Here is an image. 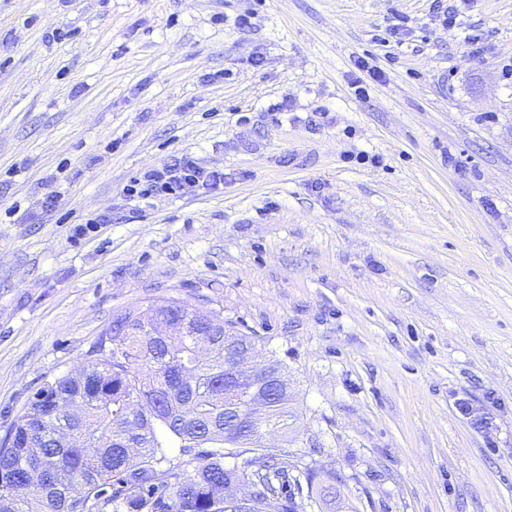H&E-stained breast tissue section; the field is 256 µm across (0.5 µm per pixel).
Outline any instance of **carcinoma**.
Wrapping results in <instances>:
<instances>
[{"instance_id":"obj_1","label":"carcinoma","mask_w":512,"mask_h":512,"mask_svg":"<svg viewBox=\"0 0 512 512\" xmlns=\"http://www.w3.org/2000/svg\"><path fill=\"white\" fill-rule=\"evenodd\" d=\"M147 321H178L188 335L150 336ZM226 334L219 312L174 298L113 317L80 372L46 381L0 442V512H227L252 482L250 512L320 510L328 489L341 497L342 475L231 430ZM246 390L269 401L261 432L288 431L292 398L269 399L260 379ZM173 448L191 473L164 468Z\"/></svg>"}]
</instances>
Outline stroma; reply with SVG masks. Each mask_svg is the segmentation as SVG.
I'll use <instances>...</instances> for the list:
<instances>
[{
	"label": "stroma",
	"mask_w": 512,
	"mask_h": 512,
	"mask_svg": "<svg viewBox=\"0 0 512 512\" xmlns=\"http://www.w3.org/2000/svg\"><path fill=\"white\" fill-rule=\"evenodd\" d=\"M444 4L0 0V439L114 315L175 298L260 337L290 453L358 512H512V0ZM182 153L223 187L126 197ZM456 405L458 412L468 419L475 429L485 431L493 427L492 420L479 407H474L467 400L461 399L457 401Z\"/></svg>",
	"instance_id": "1"
}]
</instances>
